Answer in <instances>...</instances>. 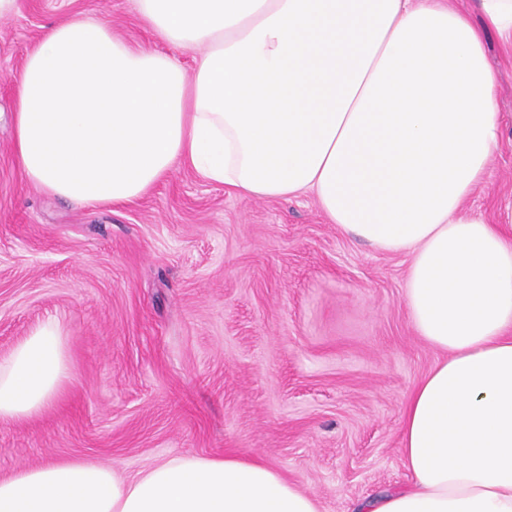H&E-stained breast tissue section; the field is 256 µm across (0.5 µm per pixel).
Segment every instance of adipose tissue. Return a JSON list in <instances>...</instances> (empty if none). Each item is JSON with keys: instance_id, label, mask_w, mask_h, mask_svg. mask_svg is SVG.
Here are the masks:
<instances>
[{"instance_id": "obj_1", "label": "adipose tissue", "mask_w": 512, "mask_h": 512, "mask_svg": "<svg viewBox=\"0 0 512 512\" xmlns=\"http://www.w3.org/2000/svg\"><path fill=\"white\" fill-rule=\"evenodd\" d=\"M136 0L166 46L78 15L26 57L14 97L25 182L124 204L179 166L249 198L313 193L331 223L410 265L415 330L446 351L408 395L407 487L362 512H512V241L465 213L499 140L485 41L512 47V0ZM195 50L185 70L179 51ZM71 379L49 319L0 359V422ZM0 512H320L261 459L177 455L127 478L46 461L0 478Z\"/></svg>"}]
</instances>
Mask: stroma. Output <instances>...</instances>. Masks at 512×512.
I'll return each instance as SVG.
<instances>
[{"instance_id": "1", "label": "stroma", "mask_w": 512, "mask_h": 512, "mask_svg": "<svg viewBox=\"0 0 512 512\" xmlns=\"http://www.w3.org/2000/svg\"><path fill=\"white\" fill-rule=\"evenodd\" d=\"M77 14L157 45L134 0H17L0 22V357L54 318L73 369L52 408L0 423V476L81 459L130 477L232 453L264 458L321 512L404 485V400L444 357L412 325L408 257L347 237L312 193L246 198L189 167L120 206H74L20 178L14 85ZM486 53L500 139L467 210L512 236V50L492 35Z\"/></svg>"}]
</instances>
